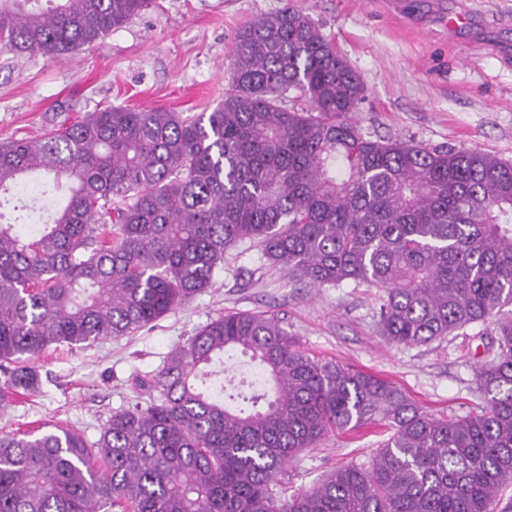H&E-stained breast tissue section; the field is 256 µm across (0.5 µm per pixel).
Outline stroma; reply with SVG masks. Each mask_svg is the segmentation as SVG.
Listing matches in <instances>:
<instances>
[{
  "label": "stroma",
  "instance_id": "1",
  "mask_svg": "<svg viewBox=\"0 0 512 512\" xmlns=\"http://www.w3.org/2000/svg\"><path fill=\"white\" fill-rule=\"evenodd\" d=\"M303 9L360 76L364 134L430 147L479 149L512 161V0H150L91 47L50 59L0 49V141L37 139L64 119L112 105L191 115L214 109L228 85L238 28ZM467 11L459 28L449 16ZM227 312L278 315L301 349L377 374L438 419L482 402L473 366L492 358V325L422 346L388 344L374 288H310L290 282L254 247L227 250L212 288L135 335L60 346L36 361L42 386L16 396L0 430L42 432L66 424L96 440L113 412L145 402L166 356ZM377 429L329 433L291 462L289 492L312 489L336 466L363 462Z\"/></svg>",
  "mask_w": 512,
  "mask_h": 512
}]
</instances>
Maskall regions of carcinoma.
<instances>
[{
  "label": "carcinoma",
  "mask_w": 512,
  "mask_h": 512,
  "mask_svg": "<svg viewBox=\"0 0 512 512\" xmlns=\"http://www.w3.org/2000/svg\"><path fill=\"white\" fill-rule=\"evenodd\" d=\"M0 0V47L58 58L148 0ZM210 112L107 106L0 144V207L65 188L51 221L0 222V407L40 390L54 345L131 336L212 287L243 241L312 288H378L404 346L496 325L484 406L440 420L393 383L299 348L271 314L229 312L172 350L157 398L71 428L0 434V512H497L512 486V162L371 137L364 84L292 5L240 28ZM304 99L306 108L288 106ZM229 351L257 372L202 391ZM387 433L364 463L287 494L328 433Z\"/></svg>",
  "instance_id": "carcinoma-1"
}]
</instances>
